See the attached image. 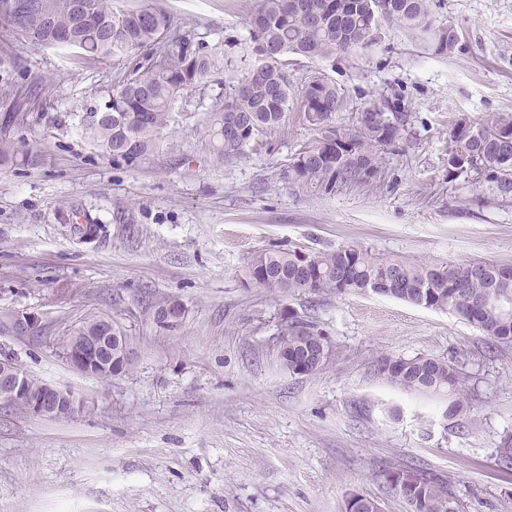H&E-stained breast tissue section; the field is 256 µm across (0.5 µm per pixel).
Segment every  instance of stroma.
Masks as SVG:
<instances>
[{
	"label": "stroma",
	"mask_w": 512,
	"mask_h": 512,
	"mask_svg": "<svg viewBox=\"0 0 512 512\" xmlns=\"http://www.w3.org/2000/svg\"><path fill=\"white\" fill-rule=\"evenodd\" d=\"M181 33L224 54L178 99L162 144L136 168L114 165L81 134L149 49L84 60L72 50L18 40L0 28V51L20 65L34 120L15 130L29 164L0 169V318L30 314L40 335L0 333V359L72 391L86 408L71 418L0 409V512H342L353 490L409 512L381 471L417 463L448 475L461 512H512V473L494 449L512 430V347L457 316L366 295L285 296L245 287L260 249L322 251L359 245L427 260L512 264V202L484 179L448 173V129L461 114H512V0H432L435 23L453 22L459 44L434 54L426 37L383 24L375 46L306 59L294 89L322 73L343 103L337 126L368 107L407 115L381 148L370 184L329 193L295 180L289 164L314 133L299 112L216 163L207 117L253 61L256 0H155ZM48 90H38L41 78ZM73 208L102 227L80 240L58 212ZM183 302L178 328L154 306ZM312 316L334 357L293 375L276 358L286 312ZM106 314L136 348L111 379L81 374L63 344L73 322ZM465 362L475 396L461 427L443 417L447 397L416 395L376 371L385 354Z\"/></svg>",
	"instance_id": "stroma-1"
}]
</instances>
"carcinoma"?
Segmentation results:
<instances>
[{"mask_svg": "<svg viewBox=\"0 0 512 512\" xmlns=\"http://www.w3.org/2000/svg\"><path fill=\"white\" fill-rule=\"evenodd\" d=\"M15 0H0V26L19 39L43 46H62L92 57H120L144 47L154 50L143 72L126 76L120 90L95 109L97 120L80 121L84 138L117 165L139 166L153 155L170 112L181 94L224 67V56L203 43L177 33L171 16L147 4L119 7L115 0H86L87 15H77V0H25L27 7L15 17ZM260 25H250L254 61L210 112L208 135L219 158H239L260 136L281 125L288 103L298 97L303 123L316 137L294 154L290 175L323 191L338 184L366 183L379 172L376 148L397 141L406 114L370 107L372 123L356 129L333 124L341 95L324 75L311 77L298 92L288 77L286 56L322 58L338 52L368 49L376 44L383 22L430 34L437 54L458 43L453 24L435 27L430 0H260ZM15 57L0 55V96L13 102L0 114V167L16 163L22 155L13 130L30 124L32 113L13 80ZM448 173L462 165L485 175L497 196L512 198V115L494 114L473 121L458 116L448 129ZM245 283L295 294L362 295L392 297L436 311H448L479 330L494 347L512 346V274L499 264L470 260L434 263L409 261L347 245L317 253L289 249H263L249 259ZM288 337L281 338V367L305 363V374L331 358L333 346L320 325L293 312L285 317ZM100 316L84 318L69 329L71 336H104ZM378 373L388 383L410 393L448 396L445 417L458 422L468 407L463 366L431 354L412 357L386 354L378 360ZM499 466L512 471V433H504L496 446ZM383 475L398 479L418 477L411 497L404 498L410 512H459L448 477L416 465L388 466Z\"/></svg>", "mask_w": 512, "mask_h": 512, "instance_id": "carcinoma-1", "label": "carcinoma"}]
</instances>
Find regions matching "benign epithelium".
Instances as JSON below:
<instances>
[{
	"instance_id": "obj_1",
	"label": "benign epithelium",
	"mask_w": 512,
	"mask_h": 512,
	"mask_svg": "<svg viewBox=\"0 0 512 512\" xmlns=\"http://www.w3.org/2000/svg\"><path fill=\"white\" fill-rule=\"evenodd\" d=\"M39 328L38 318L31 315H17L13 318L11 331L16 336L30 334ZM120 353L111 357L107 366L115 374L122 373L134 357V350L127 344L119 346ZM107 350V337H67L63 355L65 360L78 372L90 375L101 366L98 355ZM20 404L32 415L45 418L69 417L81 409V399L72 393L51 385H44L40 392H32L24 375L16 366L5 359L0 360V405Z\"/></svg>"
}]
</instances>
